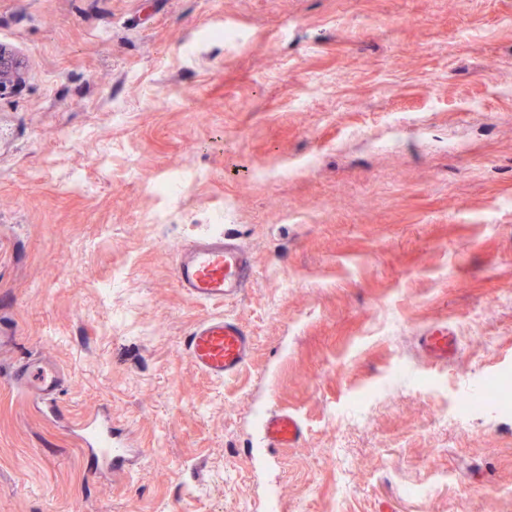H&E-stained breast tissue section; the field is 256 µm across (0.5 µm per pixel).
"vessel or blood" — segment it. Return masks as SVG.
Wrapping results in <instances>:
<instances>
[{"mask_svg":"<svg viewBox=\"0 0 512 512\" xmlns=\"http://www.w3.org/2000/svg\"><path fill=\"white\" fill-rule=\"evenodd\" d=\"M175 278L190 298L208 303L239 296L247 287L253 266L249 253L235 239L213 234L192 242L175 253ZM422 349L432 358L446 360L455 353V339L447 328L435 326L420 338ZM185 350L200 372L214 379L235 374L250 359L252 338L237 319L219 315L194 326L185 340ZM65 382L63 372L50 364L27 363L15 375L18 387L33 391L47 411H55ZM85 452L95 463V475L141 465L143 449L134 447L128 434L116 431L112 419L95 413L79 425ZM259 433L264 452L274 454L295 448L305 436L300 418L287 411L263 415Z\"/></svg>","mask_w":512,"mask_h":512,"instance_id":"b4317fda","label":"vessel or blood"}]
</instances>
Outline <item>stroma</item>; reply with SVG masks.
<instances>
[{
    "label": "stroma",
    "mask_w": 512,
    "mask_h": 512,
    "mask_svg": "<svg viewBox=\"0 0 512 512\" xmlns=\"http://www.w3.org/2000/svg\"><path fill=\"white\" fill-rule=\"evenodd\" d=\"M0 49V512H512V410L462 408L512 388V0H0ZM210 233L230 301L175 282ZM225 314L220 381L184 339ZM101 408L146 460L95 480ZM271 409L303 443L246 458ZM174 269L178 287L190 298L208 303L239 296L250 281L253 266L240 243L219 233L179 248ZM191 362L210 378L235 374L250 359L252 337L237 319L219 315L194 326L185 340ZM420 345L430 357L437 360H448L455 353V339L450 336L448 327L430 328L424 336H420ZM65 382L63 372L50 364L27 363L19 367L15 383L22 389L33 391L44 409L55 413L59 392Z\"/></svg>",
    "instance_id": "35a3bbf8"
}]
</instances>
